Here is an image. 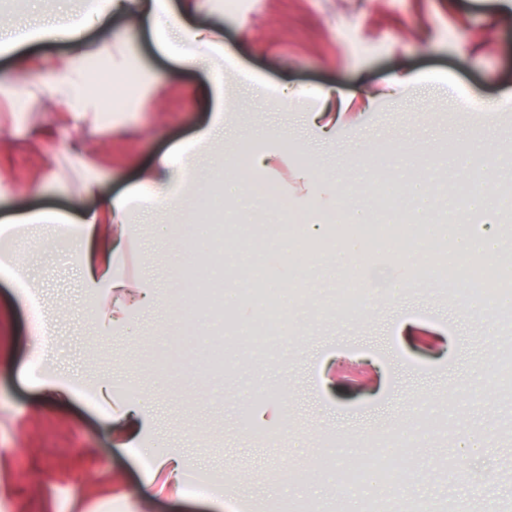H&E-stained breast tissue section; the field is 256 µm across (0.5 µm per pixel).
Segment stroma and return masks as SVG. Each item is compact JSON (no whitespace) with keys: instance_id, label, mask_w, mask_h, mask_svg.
I'll return each instance as SVG.
<instances>
[{"instance_id":"obj_1","label":"stroma","mask_w":512,"mask_h":512,"mask_svg":"<svg viewBox=\"0 0 512 512\" xmlns=\"http://www.w3.org/2000/svg\"><path fill=\"white\" fill-rule=\"evenodd\" d=\"M225 2L209 0L198 20L224 28L231 123L191 157L181 210L137 214L113 268L150 285L156 304H129L125 320L105 329L112 299L96 311L88 305L74 240L59 244L47 229L32 245L31 227H15L26 245L9 262L21 271L0 273V512H278L293 500L314 512H512V316L474 315L433 277L389 296L386 280L414 261L400 247L359 264L376 292L370 307L339 306L336 291L349 275L328 222L330 205L357 208L364 189L390 175L425 179L432 214L446 218L441 188L469 179L462 150L490 159L488 200L512 187V0ZM88 8L89 0H0V21L58 26ZM89 37L125 40L129 52L103 60L104 70L116 77L140 68L151 91L116 126L100 119L78 129L52 109L20 118L13 56L0 53V219L96 206L80 194L81 172L69 160L76 139L101 195L112 197L209 120L212 103L199 90L211 74L161 53V33L115 16ZM26 50L31 81L68 55L54 41ZM403 77L406 87L394 92ZM327 91L350 111L330 140L310 122ZM244 150L279 158L275 171L254 179L278 184L303 221L325 232L314 255L295 239H273L283 256L277 287L305 288L308 299L289 298L277 340L236 339L218 376L195 343L212 312L193 306L191 274L177 257L187 247L212 249L203 227L210 203L222 205L227 227L279 223L276 210L238 190L232 167ZM34 290L54 326L39 373L30 349ZM176 291L183 306L169 302ZM45 376L65 390L47 394ZM78 380L93 389L108 382L110 392L88 398ZM463 383L489 384L486 400L461 403ZM416 396L433 399L443 426L402 460L388 458L402 463V482H379L372 469L361 484L343 485L317 467L325 439L345 456L381 447L382 436L413 422ZM133 400L140 431L123 446L121 413ZM473 432L485 446L462 459L456 444ZM167 457L179 459L182 474L222 485V495L172 492ZM298 462L304 470L283 481Z\"/></svg>"}]
</instances>
